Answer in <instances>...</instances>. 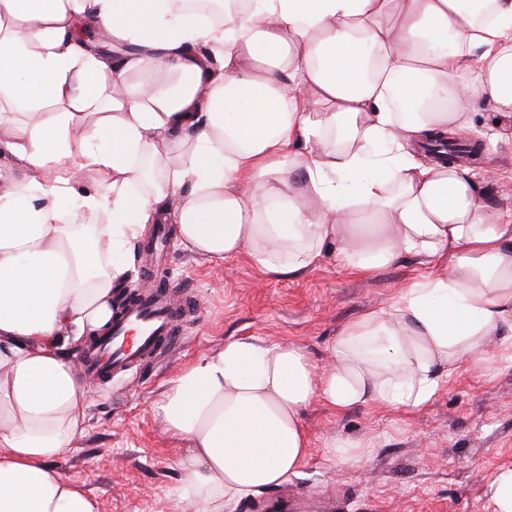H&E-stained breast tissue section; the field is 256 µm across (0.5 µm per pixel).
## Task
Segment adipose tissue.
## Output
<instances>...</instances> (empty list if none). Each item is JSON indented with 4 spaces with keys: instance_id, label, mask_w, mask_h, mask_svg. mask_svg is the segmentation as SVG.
I'll return each mask as SVG.
<instances>
[{
    "instance_id": "obj_1",
    "label": "adipose tissue",
    "mask_w": 512,
    "mask_h": 512,
    "mask_svg": "<svg viewBox=\"0 0 512 512\" xmlns=\"http://www.w3.org/2000/svg\"><path fill=\"white\" fill-rule=\"evenodd\" d=\"M2 101L20 169L0 172V512H99L55 466L91 396L67 352L110 324L145 225L277 277L331 251L425 269L329 366L253 336L186 366L159 404L186 448L178 512L297 474L311 404L421 410L512 326V208L417 158L481 103L512 122V0H224L218 21L184 0H0Z\"/></svg>"
}]
</instances>
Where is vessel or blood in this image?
Returning <instances> with one entry per match:
<instances>
[{
  "label": "vessel or blood",
  "mask_w": 512,
  "mask_h": 512,
  "mask_svg": "<svg viewBox=\"0 0 512 512\" xmlns=\"http://www.w3.org/2000/svg\"><path fill=\"white\" fill-rule=\"evenodd\" d=\"M187 311L175 289L141 295L120 310L110 334L93 341L84 361L86 376L108 381L132 367L174 355L181 347L179 332Z\"/></svg>",
  "instance_id": "b4317fda"
}]
</instances>
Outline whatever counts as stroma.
Returning a JSON list of instances; mask_svg holds the SVG:
<instances>
[{
    "label": "stroma",
    "instance_id": "stroma-1",
    "mask_svg": "<svg viewBox=\"0 0 512 512\" xmlns=\"http://www.w3.org/2000/svg\"><path fill=\"white\" fill-rule=\"evenodd\" d=\"M497 170L489 198L512 206V137L474 158ZM168 279L198 303L184 322V346L169 362L99 382L78 448L59 470L100 504V512H172L182 446L168 433L157 404L182 369L238 336L303 349L316 367L331 363L330 345L362 313L387 308L420 271L408 256L364 276L328 254L306 272L277 278L247 253L221 260L169 244ZM312 455L284 485L245 498L228 512H494L488 482L512 468V360L492 357L488 374L462 365L417 413L322 404L304 416ZM356 441L363 457L341 463L333 441Z\"/></svg>",
    "mask_w": 512,
    "mask_h": 512
}]
</instances>
